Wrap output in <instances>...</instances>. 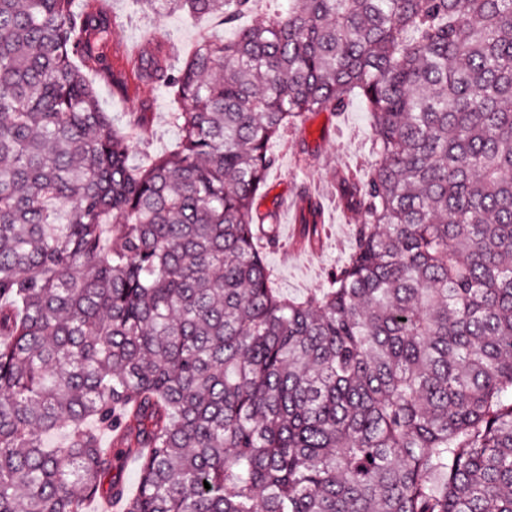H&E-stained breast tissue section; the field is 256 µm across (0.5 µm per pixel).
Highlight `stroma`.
Listing matches in <instances>:
<instances>
[{
	"label": "stroma",
	"mask_w": 512,
	"mask_h": 512,
	"mask_svg": "<svg viewBox=\"0 0 512 512\" xmlns=\"http://www.w3.org/2000/svg\"><path fill=\"white\" fill-rule=\"evenodd\" d=\"M115 25L110 49L138 52L152 42H163L169 62L181 65L196 46L212 36L232 38L237 27L263 23L276 9L275 0H255L250 13L240 17L237 26L224 25L213 16L190 17L182 13H157L135 6L133 0H108ZM151 103L152 119L141 133L131 154L163 155L172 150L178 130L170 120L173 105L168 94L143 85L121 94L108 84L100 86V101L111 112L118 127H126L139 109L141 100ZM369 114L359 100H351L342 110L323 111L294 129L287 145H276V163L267 175L265 192L259 201L261 211H276V244L263 249V257L275 276V286L289 297H299L312 289L328 286L332 273L349 253L354 227L346 218L336 192V175L366 165L371 149ZM310 193L322 204V233L317 243L297 247L295 203Z\"/></svg>",
	"instance_id": "1"
}]
</instances>
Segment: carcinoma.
<instances>
[{"instance_id":"cac0c4a2","label":"carcinoma","mask_w":512,"mask_h":512,"mask_svg":"<svg viewBox=\"0 0 512 512\" xmlns=\"http://www.w3.org/2000/svg\"><path fill=\"white\" fill-rule=\"evenodd\" d=\"M104 2L0 0V512H512V0H288L129 70ZM90 73L169 90L177 148L130 164L148 105L117 128ZM353 97L360 224L289 298L255 241L273 145Z\"/></svg>"}]
</instances>
